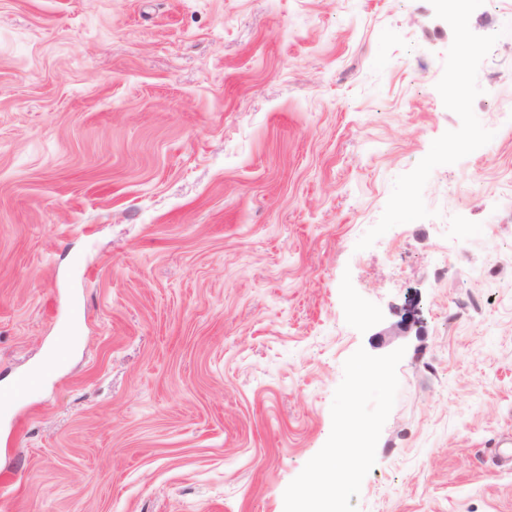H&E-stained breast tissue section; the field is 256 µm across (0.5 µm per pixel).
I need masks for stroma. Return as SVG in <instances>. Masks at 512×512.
I'll use <instances>...</instances> for the list:
<instances>
[{
  "label": "stroma",
  "instance_id": "35a3bbf8",
  "mask_svg": "<svg viewBox=\"0 0 512 512\" xmlns=\"http://www.w3.org/2000/svg\"><path fill=\"white\" fill-rule=\"evenodd\" d=\"M463 15L459 103L441 0H0V512H512V0Z\"/></svg>",
  "mask_w": 512,
  "mask_h": 512
}]
</instances>
